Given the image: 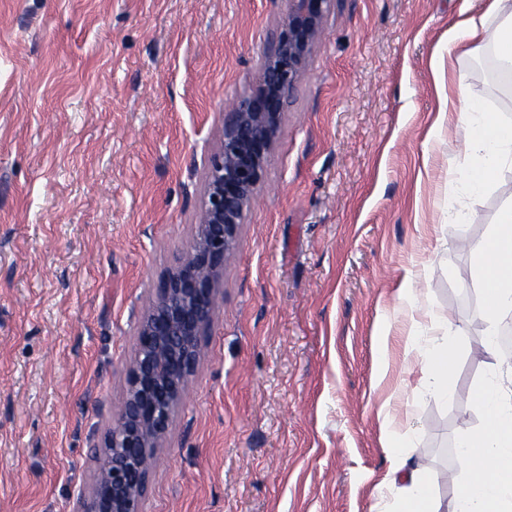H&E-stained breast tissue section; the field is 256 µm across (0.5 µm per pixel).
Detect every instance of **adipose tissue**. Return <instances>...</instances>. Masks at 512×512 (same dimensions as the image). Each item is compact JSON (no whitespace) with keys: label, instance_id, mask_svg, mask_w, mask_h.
<instances>
[{"label":"adipose tissue","instance_id":"1","mask_svg":"<svg viewBox=\"0 0 512 512\" xmlns=\"http://www.w3.org/2000/svg\"><path fill=\"white\" fill-rule=\"evenodd\" d=\"M449 41L465 44L470 53L493 47L501 67L511 71L512 0H492L490 14L463 22ZM451 107L459 114L466 145L477 155L468 183L478 193L493 181L501 166L512 164V124L502 123L481 100L462 90ZM472 271L483 295L480 316L486 331L482 348L492 371L476 396L483 426L464 431L458 441L463 474L460 491L448 507L434 495L430 472L422 460H415L409 468L401 455H394L387 480L403 492L402 512H512V361L496 349L499 321L512 314V205L500 211L491 234L474 247ZM407 351L422 360L421 385L435 397L448 399L453 358L447 337L435 338L424 349L408 345Z\"/></svg>","mask_w":512,"mask_h":512}]
</instances>
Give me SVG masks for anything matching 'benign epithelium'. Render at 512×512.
<instances>
[{
    "label": "benign epithelium",
    "instance_id": "obj_1",
    "mask_svg": "<svg viewBox=\"0 0 512 512\" xmlns=\"http://www.w3.org/2000/svg\"><path fill=\"white\" fill-rule=\"evenodd\" d=\"M334 2L283 0L271 47L248 90L224 113L220 146L205 163L189 247L173 256L141 316L123 402L98 444L94 478L78 490L72 512H144L150 473L201 360V336L223 301L224 266Z\"/></svg>",
    "mask_w": 512,
    "mask_h": 512
}]
</instances>
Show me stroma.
Returning a JSON list of instances; mask_svg holds the SVG:
<instances>
[{
    "label": "stroma",
    "instance_id": "1",
    "mask_svg": "<svg viewBox=\"0 0 512 512\" xmlns=\"http://www.w3.org/2000/svg\"><path fill=\"white\" fill-rule=\"evenodd\" d=\"M490 0H336L224 268V301L150 474L145 512H395L389 444L477 428L480 195L455 80L512 124L492 49L449 52ZM281 0H0V512H70L123 398L135 328L185 250L204 157ZM420 290L402 307L406 276ZM447 335L453 392L406 353ZM385 379H378V372Z\"/></svg>",
    "mask_w": 512,
    "mask_h": 512
}]
</instances>
